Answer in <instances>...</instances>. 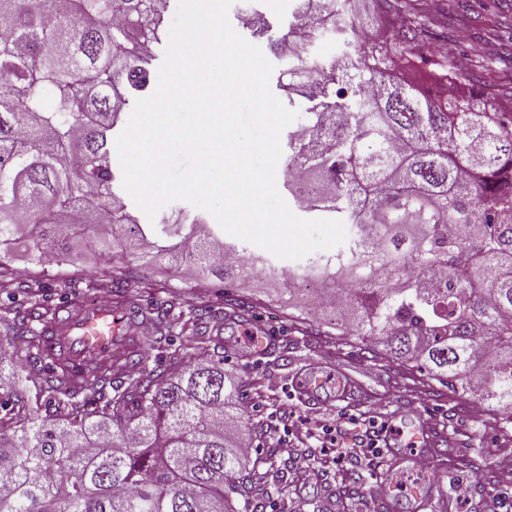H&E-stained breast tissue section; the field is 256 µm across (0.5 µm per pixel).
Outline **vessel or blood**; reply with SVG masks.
Here are the masks:
<instances>
[{"instance_id":"vessel-or-blood-1","label":"vessel or blood","mask_w":512,"mask_h":512,"mask_svg":"<svg viewBox=\"0 0 512 512\" xmlns=\"http://www.w3.org/2000/svg\"><path fill=\"white\" fill-rule=\"evenodd\" d=\"M127 317L113 305H80L58 341L72 358L84 359L89 353H108L122 342L121 330ZM409 444L418 449L433 467H444L446 461L441 446L443 436L429 418L423 417L408 428ZM437 486L430 477H421L413 487L395 492L382 486L377 497L381 512H393L397 501L409 500L415 512H433Z\"/></svg>"}]
</instances>
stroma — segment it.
Masks as SVG:
<instances>
[{"label": "stroma", "instance_id": "stroma-1", "mask_svg": "<svg viewBox=\"0 0 512 512\" xmlns=\"http://www.w3.org/2000/svg\"><path fill=\"white\" fill-rule=\"evenodd\" d=\"M433 18L443 19L454 12L455 28L465 30L466 39L458 43V53L470 59L493 53L498 47L496 25L512 22V0H420ZM257 8L271 24L273 34L290 19L295 0H233L228 19L236 32H243L241 16L248 7ZM75 259L71 266H53L41 272L40 287L32 289L0 288V301L15 300L39 304L51 310L59 301L93 304L98 300L93 289L72 287L75 278L100 275L105 264L100 254L90 249L85 238L69 242ZM181 290L192 302L207 307L213 319L209 335L220 342V350L192 347L191 337L183 344L192 348L196 358L224 357V367L246 385L249 417L243 429L256 430L254 450L250 458L258 471L274 468L269 480L266 504L272 512H376L374 494L387 468V458L373 461L346 457L339 465L320 466L311 482L298 485L290 468L284 467L286 449L260 436L263 423H278L282 413L292 409L303 416H315L326 405H334L336 413H377L382 421L401 426L426 413L439 425L450 448L448 459L457 460V467L436 472L445 512H482L488 498L499 503V512H512V436L500 433L497 412L483 409L471 411L465 397H449L446 388L423 383L417 371L389 362L384 357H371L362 341L348 336H304L285 319L288 308L308 313L317 307V299L307 291H285L279 279L258 275L253 279L251 295L258 300L259 326L279 334L277 345L266 353H251L240 341L239 324L223 320L224 293L218 278L201 281L190 267L173 268L163 263H135L134 280L126 290L128 299L145 304L152 299L153 288ZM317 368L328 374H342L352 380L355 391L348 399L336 397L335 383H328L316 400L304 401L295 388L296 379ZM472 485L470 502L455 498L456 483Z\"/></svg>", "mask_w": 512, "mask_h": 512}]
</instances>
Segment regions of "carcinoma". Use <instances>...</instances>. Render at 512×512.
<instances>
[{
	"mask_svg": "<svg viewBox=\"0 0 512 512\" xmlns=\"http://www.w3.org/2000/svg\"><path fill=\"white\" fill-rule=\"evenodd\" d=\"M358 0H298L296 22L272 43L286 61L277 86L308 120L288 132V182L306 212L353 226L350 240L288 272V283L329 280L342 299L319 327L351 331L389 360L416 367L453 395L501 413L512 433V108L466 92L471 75L417 46L435 22L413 0H378L361 39ZM168 0H0V287L15 228L28 229L31 261L69 262V239L107 217L99 244L110 288L133 329L110 356L76 364L47 348L39 308L0 305L23 345L0 344V369L22 390L0 389V512H257L243 489L261 480L228 425L241 418L240 381L224 357L191 360L209 311L181 293L146 308L124 299L131 259L191 266L224 279L228 320L256 308L239 285L254 264L215 225L139 224L113 191L114 129L151 89ZM344 44L309 56L318 34ZM483 56L491 70L509 57ZM445 76L455 92L433 93ZM52 414L48 419L41 412ZM237 490L235 502L230 492Z\"/></svg>",
	"mask_w": 512,
	"mask_h": 512,
	"instance_id": "obj_1",
	"label": "carcinoma"
}]
</instances>
